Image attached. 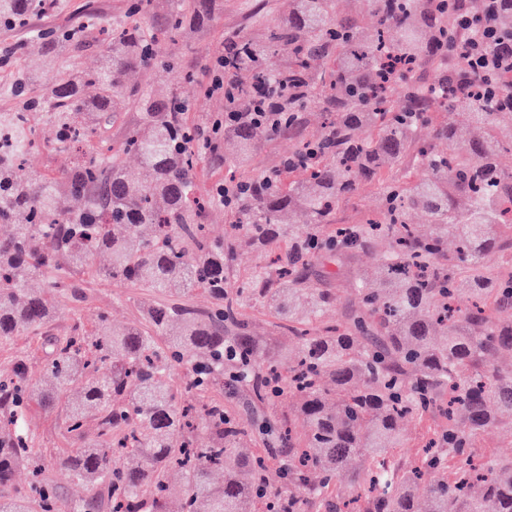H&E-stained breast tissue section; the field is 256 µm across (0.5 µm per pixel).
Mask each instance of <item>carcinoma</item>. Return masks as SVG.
I'll return each instance as SVG.
<instances>
[{
    "instance_id": "obj_1",
    "label": "carcinoma",
    "mask_w": 512,
    "mask_h": 512,
    "mask_svg": "<svg viewBox=\"0 0 512 512\" xmlns=\"http://www.w3.org/2000/svg\"><path fill=\"white\" fill-rule=\"evenodd\" d=\"M41 2L0 0V24H23ZM149 2L130 0L133 20L107 41L101 67L64 73L50 100L0 112V224L9 228L0 340L48 324L57 297L76 294L71 272L97 256L107 259L97 275L146 290L135 324L114 327L101 311L90 329L78 322L68 336L44 337L43 384H31L25 356L0 376V485L21 468L31 478L25 494L0 499V512H91L101 492L112 512H512V454L487 460L479 448L485 433L512 431V369L501 367L512 359V272L489 267L512 252V173L499 164L512 150V127L500 121L512 112V0H358L347 14L337 0H288L277 24L237 34L224 53L233 80L224 106L238 117L210 136L170 89L133 99L123 88L137 67L174 68L163 50L194 23L195 9L181 7L151 27ZM465 16L479 24L477 70L443 58L455 56ZM80 34H44L46 70ZM284 51L288 67L268 69L267 57ZM424 59L430 80L418 77ZM133 103L139 127L119 148L96 150L91 142ZM313 107L328 115L323 133L269 173L223 184L232 222L211 237L199 162L229 135L244 166L262 139L293 134ZM40 119L71 165L19 179ZM469 129L478 136L468 149L435 150ZM409 151L414 179L380 181ZM131 152L138 172L124 164ZM361 180L380 183L381 210L329 231L336 203ZM415 211L432 231L407 223ZM242 244L275 258L231 284ZM363 252L374 263L344 319L323 320L340 298L308 282L311 263ZM196 292L212 307L189 302ZM256 302L289 348L252 334L244 309ZM218 389L247 393L272 420L251 422ZM34 404L65 407L80 446L59 465L86 495L65 497L45 478L27 423ZM410 417L435 427L421 435L422 452L397 456Z\"/></svg>"
}]
</instances>
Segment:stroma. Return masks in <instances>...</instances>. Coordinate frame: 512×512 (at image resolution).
I'll use <instances>...</instances> for the list:
<instances>
[{"label": "stroma", "mask_w": 512, "mask_h": 512, "mask_svg": "<svg viewBox=\"0 0 512 512\" xmlns=\"http://www.w3.org/2000/svg\"><path fill=\"white\" fill-rule=\"evenodd\" d=\"M130 0H57V6L47 13L31 14L21 29L0 27V47L23 45L21 54L15 55L10 64L0 65V112H11L19 107L20 96L15 92V82L23 74L39 71L41 56L38 52L40 34L47 31H66L88 27L86 38L70 50L58 63L57 72L41 73L35 88L36 94L47 95L54 86L58 72L72 69H92L99 65L104 45L92 32V25H111L124 19ZM287 7L286 0H209L200 16L199 25L186 30L166 50L174 54L177 68L165 71L159 67L139 68L126 78L127 89H140L162 83L178 89L190 101V121L209 123L224 114L222 95H209L204 91L211 80L209 68L216 56L224 51V39L235 32L250 33L257 28L273 24ZM381 197L377 185L360 183L357 191L342 198L336 207V221L340 224H358L378 212ZM371 256L357 255L346 258L336 278L322 277L323 267L314 264L311 269L319 286L336 289L342 305L330 312L329 320L343 319V306L353 297V285L359 273L369 269ZM84 294L83 300L59 298L54 319L43 328L41 335L26 334L10 340H0V370L9 369L15 355H27L32 373H39L44 356L42 339L46 336L66 335L74 321L92 324L98 310H107L114 323L123 325L139 320L141 288L128 282L105 279L85 272L75 275ZM30 428L34 448L48 463V480L67 496H80L69 472L58 463L59 458L70 454L76 445L66 434L65 414L62 408L45 411L32 408Z\"/></svg>", "instance_id": "obj_1"}]
</instances>
